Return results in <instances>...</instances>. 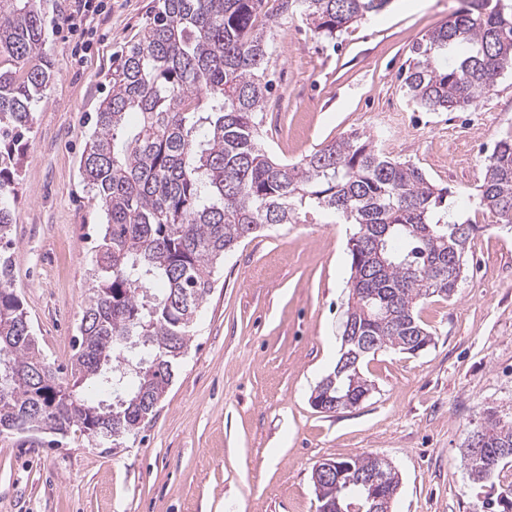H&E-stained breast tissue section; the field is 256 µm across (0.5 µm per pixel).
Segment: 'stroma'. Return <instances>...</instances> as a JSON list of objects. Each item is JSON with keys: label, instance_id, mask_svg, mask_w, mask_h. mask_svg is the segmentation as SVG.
Wrapping results in <instances>:
<instances>
[{"label": "stroma", "instance_id": "obj_1", "mask_svg": "<svg viewBox=\"0 0 512 512\" xmlns=\"http://www.w3.org/2000/svg\"><path fill=\"white\" fill-rule=\"evenodd\" d=\"M387 6L328 39L299 19L272 27L261 126L277 159L297 162L357 133L447 188L481 225L456 295L418 308L433 341L385 349L361 371L369 396L320 412L310 404L340 356L353 225L312 210L241 241L215 272L156 415L117 446L80 432L0 438V512H317L312 470L373 453L401 478L394 512H504L512 463L485 486L461 465L486 408L512 405V231L475 197L483 163L512 132V72L463 110L417 105L404 78L412 47L465 0ZM158 0H112L90 51L67 19L74 0H43L47 97L26 135L14 212V284L47 361L69 366L104 215L80 160L109 90L112 62L138 39Z\"/></svg>", "mask_w": 512, "mask_h": 512}]
</instances>
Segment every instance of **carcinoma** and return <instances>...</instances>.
Here are the masks:
<instances>
[{
  "label": "carcinoma",
  "instance_id": "carcinoma-1",
  "mask_svg": "<svg viewBox=\"0 0 512 512\" xmlns=\"http://www.w3.org/2000/svg\"><path fill=\"white\" fill-rule=\"evenodd\" d=\"M319 35L334 38L389 0H277ZM265 0H158L139 38L112 63L111 91L96 112L80 169L105 222L69 375L45 360L14 291L11 204L35 106L53 67L44 53L38 0H0V362L40 374L0 397V434L66 435L105 443L139 432L172 383L224 255L268 226L296 223L305 208L357 226L348 241L350 289L343 324L386 348L413 354L431 339L416 308L449 299L478 225L461 220L410 162L362 137L334 140L299 162L276 160L260 136L272 31L257 23ZM404 85L433 111L471 105L512 70V12L489 0L466 8L413 47ZM138 122L131 128L127 116ZM479 205L512 230V134L486 159ZM91 382L112 396L97 404ZM372 390L354 368L317 398L351 404ZM463 450L468 480L484 484L512 460V406L490 407ZM354 472L392 484L371 454Z\"/></svg>",
  "mask_w": 512,
  "mask_h": 512
}]
</instances>
